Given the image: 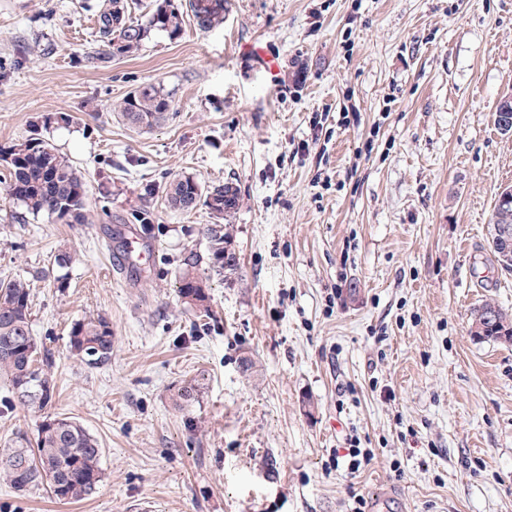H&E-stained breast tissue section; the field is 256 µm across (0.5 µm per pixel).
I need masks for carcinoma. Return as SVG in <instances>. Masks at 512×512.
<instances>
[{"instance_id": "obj_1", "label": "carcinoma", "mask_w": 512, "mask_h": 512, "mask_svg": "<svg viewBox=\"0 0 512 512\" xmlns=\"http://www.w3.org/2000/svg\"><path fill=\"white\" fill-rule=\"evenodd\" d=\"M100 18V38L119 54L140 49L153 31L177 39L183 32L184 15L173 0L153 4L147 21L129 20L126 0H108ZM187 9L201 31L224 25L229 0H187ZM170 96L152 83L129 93L113 110L133 129H150L164 122L170 108ZM8 177L4 181L5 198L23 205L32 214L46 213L67 224H88L87 184L83 176L36 132L0 149ZM163 193L169 206L191 212L202 206L214 224L208 229L209 256L216 274H233L236 257L227 250L225 217L240 204V190L230 181L203 186L191 176H182L165 184ZM78 261L77 254L60 249L54 255V287L68 288V273ZM200 257L189 252L181 260L177 281L179 298L189 308L208 312L207 282L200 273ZM31 283L16 276L0 280V380L9 382L12 396L26 406L46 408L55 398L53 359L33 335L31 323ZM472 324L481 327L479 338L512 341V315L493 302L486 301L473 312ZM112 327L98 315L75 321L69 331L71 351L91 364L108 361L112 356ZM102 449L98 441L76 420L50 416L37 428L34 441L24 439L0 449V477L19 493L41 484L60 501H79L95 492L103 481L100 466Z\"/></svg>"}]
</instances>
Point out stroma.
<instances>
[{"label": "stroma", "instance_id": "obj_1", "mask_svg": "<svg viewBox=\"0 0 512 512\" xmlns=\"http://www.w3.org/2000/svg\"><path fill=\"white\" fill-rule=\"evenodd\" d=\"M102 2L0 0V148L39 129L92 215L64 224L0 196V280L32 278L56 384L46 410L0 413V448L59 413L97 439L104 472L71 503L0 480V512H353L358 495L512 512V343L470 333L484 301L512 310L491 248L512 187L494 125L512 0H230L222 28L189 21L133 54L101 41ZM147 83L172 104L138 132L112 105ZM188 175L241 191L238 270L210 276L205 314L176 279L183 252L208 253L207 212L144 194ZM132 234L149 263L109 244ZM62 245L79 261L61 293L38 273ZM97 314L114 345L90 365L68 331ZM353 442L374 453L356 472L336 463Z\"/></svg>", "mask_w": 512, "mask_h": 512}]
</instances>
